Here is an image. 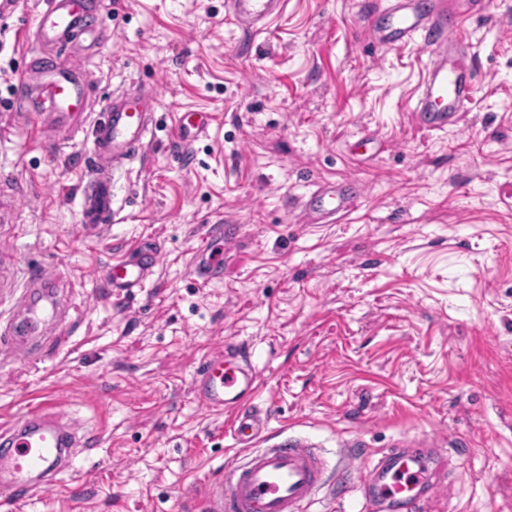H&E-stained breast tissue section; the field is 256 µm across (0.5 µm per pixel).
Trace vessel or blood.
Instances as JSON below:
<instances>
[{"label":"vessel or blood","mask_w":512,"mask_h":512,"mask_svg":"<svg viewBox=\"0 0 512 512\" xmlns=\"http://www.w3.org/2000/svg\"><path fill=\"white\" fill-rule=\"evenodd\" d=\"M228 10L248 31L263 29L281 12L284 0H227ZM100 0H43L34 17L39 42L55 46L56 54L41 59L37 80H24L26 95L34 99L44 116H67L83 111L87 99L84 83L61 60L60 54L75 43H99L106 37L93 18ZM382 22L370 25V39L398 46L423 42L432 58L426 69L415 107L414 119L428 131H444L463 117L476 90L470 50L460 31L462 19L443 6L423 0H391ZM154 93L120 91L96 112L90 123L92 146L85 173L78 185L80 221L92 227L111 223L113 179L117 169L141 154L150 132ZM211 118L191 121L178 114L176 135L187 143L207 130ZM357 187L322 184L311 192L304 209L312 223L339 212L350 211L358 197ZM155 243L138 247L131 259L113 261L103 276L115 294H132L143 288L157 263ZM26 286L18 298L30 322L54 314V289L42 268L25 272ZM259 385L248 354L222 350L200 364L193 381L199 407L213 413H233L229 431L233 440L246 446L242 461L209 476L194 512H308L310 504L328 482L329 465L318 448L300 439H285L253 451L249 445L261 438L270 419L255 403ZM81 443L76 430L43 407L28 408L12 426L0 432V507L15 512L36 490L53 486ZM426 448H397L382 455L362 477L359 489L366 504L384 512H418L430 491Z\"/></svg>","instance_id":"1"}]
</instances>
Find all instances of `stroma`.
<instances>
[{
	"label": "stroma",
	"mask_w": 512,
	"mask_h": 512,
	"mask_svg": "<svg viewBox=\"0 0 512 512\" xmlns=\"http://www.w3.org/2000/svg\"><path fill=\"white\" fill-rule=\"evenodd\" d=\"M38 2L0 5V317L30 264L53 271L63 315L35 354L0 349V431L42 404L88 440L18 512H185L243 455L192 393L228 344L249 350L270 418L256 447L350 458L309 512H361L357 479L390 448L438 451L420 512H512V0H468L479 88L445 132L412 117L426 48L365 33L386 0H286L257 33L225 0H104L110 39L73 54L93 109L158 91L105 229L78 222L88 129L53 145L17 96L42 56ZM185 111L216 117L189 146ZM324 181L358 187L356 209L306 223ZM215 224L235 237L207 278L194 251ZM146 240L150 279L110 296L101 268Z\"/></svg>",
	"instance_id": "35a3bbf8"
}]
</instances>
